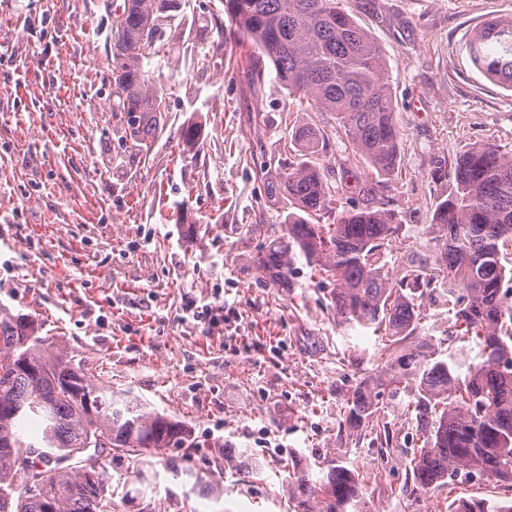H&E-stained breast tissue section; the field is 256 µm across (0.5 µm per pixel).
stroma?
<instances>
[{
    "mask_svg": "<svg viewBox=\"0 0 512 512\" xmlns=\"http://www.w3.org/2000/svg\"><path fill=\"white\" fill-rule=\"evenodd\" d=\"M387 63L400 163L390 206L399 256L426 257L425 231L448 184L434 178L474 143L512 149V90L473 69L466 44L512 0H344ZM109 0H0V304L28 317L56 353L113 390L190 426L191 459L171 448L141 471L110 464L112 512H292L289 455L359 471L358 512H447L452 501L504 500L488 479L418 493L409 463L419 432L406 394L381 417L399 438L378 452L349 436L340 393L372 356L369 330L338 326L318 277L293 257L275 288L252 256L277 242L285 202L265 174L296 160L292 122L326 113L290 95L273 67L260 89L257 51L233 30L222 0H177L146 71L165 96L145 151L126 141L109 106ZM203 122L187 149L181 128ZM263 222L260 234L250 226ZM210 305L223 320L184 316ZM249 453L261 477L212 455Z\"/></svg>",
    "mask_w": 512,
    "mask_h": 512,
    "instance_id": "stroma-1",
    "label": "stroma"
}]
</instances>
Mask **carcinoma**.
Returning a JSON list of instances; mask_svg holds the SVG:
<instances>
[{
    "mask_svg": "<svg viewBox=\"0 0 512 512\" xmlns=\"http://www.w3.org/2000/svg\"><path fill=\"white\" fill-rule=\"evenodd\" d=\"M172 0H112V111L125 135L143 147L165 111L162 90L143 71L160 39ZM343 0H224L232 25L247 34L292 95L330 115L337 137L295 124L298 160L268 172L270 195L288 203L281 241L258 251L253 264L274 286L289 285L287 254L298 250L328 289V308L348 329L372 330L382 343L374 369L342 393L347 427L368 423L380 447L397 432L374 423L385 392L410 396L422 446L411 459L413 489L459 478L512 484V151L476 143L439 177L448 195L433 212V254L410 258L393 276V242L403 225L379 195L376 177L391 175L399 132L380 46L342 7ZM471 65L512 88V24L488 22L469 40ZM202 124L184 123L193 148ZM341 142L346 161L377 173L334 186L318 155ZM333 222L322 223L323 218ZM447 310V336L426 329V305ZM479 348L480 360L447 339ZM36 418L40 446L16 431ZM193 431L140 400L99 383L70 358L44 348L33 326L0 306V512H112L111 475L102 451L140 463L167 448L191 453ZM36 454L43 477L29 482L23 461ZM288 493L297 512L356 508L358 474L340 462L314 465L289 457ZM23 473L22 484L16 476ZM451 512H512V500H460Z\"/></svg>",
    "mask_w": 512,
    "mask_h": 512,
    "instance_id": "1",
    "label": "carcinoma"
}]
</instances>
